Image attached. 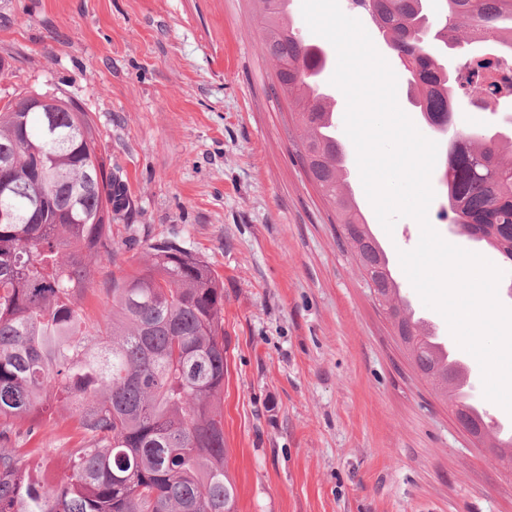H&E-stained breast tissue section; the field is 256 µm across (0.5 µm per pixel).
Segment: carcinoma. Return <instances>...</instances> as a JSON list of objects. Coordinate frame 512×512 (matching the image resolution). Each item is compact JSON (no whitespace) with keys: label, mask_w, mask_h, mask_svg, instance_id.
<instances>
[{"label":"carcinoma","mask_w":512,"mask_h":512,"mask_svg":"<svg viewBox=\"0 0 512 512\" xmlns=\"http://www.w3.org/2000/svg\"><path fill=\"white\" fill-rule=\"evenodd\" d=\"M260 48L275 62L272 87L288 101L303 135L304 167L344 228L362 277L370 279L414 368L451 412L494 447V423L471 416L458 392L460 370L442 362L397 300L358 209L333 123L332 96L318 76L323 48L294 25L289 0H252ZM385 36L407 77L409 101L441 137L453 127L454 86L443 63L474 42L512 58V0H352ZM491 60L472 57L466 84H480ZM20 95L0 108V151L11 153V188L0 193V512H237L224 443V282L201 258L167 241L148 246L131 273L107 289L112 321L92 320L82 301L92 260L112 255V224L133 212L129 187L108 168L95 124L76 102L52 96L49 111ZM457 232L512 263V159L477 127L454 133L443 174ZM45 196L36 211L32 195ZM76 407L81 438L62 449L53 484L32 478L12 449L15 421L37 436L58 399Z\"/></svg>","instance_id":"obj_1"}]
</instances>
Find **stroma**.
Returning a JSON list of instances; mask_svg holds the SVG:
<instances>
[{"label":"stroma","instance_id":"35a3bbf8","mask_svg":"<svg viewBox=\"0 0 512 512\" xmlns=\"http://www.w3.org/2000/svg\"><path fill=\"white\" fill-rule=\"evenodd\" d=\"M248 0H0V98L60 92L95 120L135 205L112 227L85 306L109 314L113 278L150 243L178 242L224 282V442L238 512H512V473L473 448L416 374L370 296L353 251L295 152L300 131L269 79ZM458 127L500 131L512 151V101L457 102ZM443 162L428 218L447 242L493 249L450 229ZM354 198L413 309L458 344L404 273L420 227L385 231L349 166ZM79 439L57 403L37 438L15 442L50 484Z\"/></svg>","mask_w":512,"mask_h":512}]
</instances>
